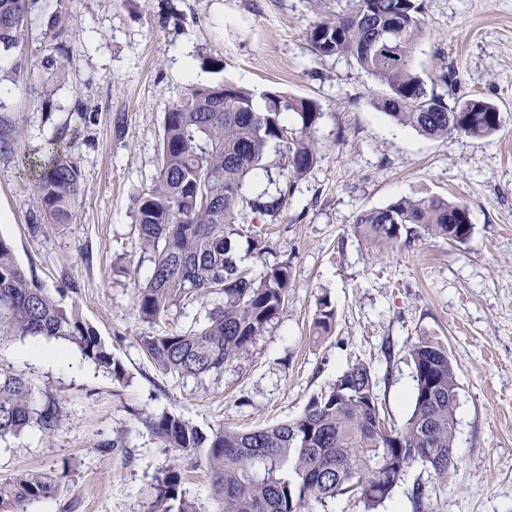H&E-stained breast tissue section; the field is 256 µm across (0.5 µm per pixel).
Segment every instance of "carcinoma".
<instances>
[{
  "mask_svg": "<svg viewBox=\"0 0 512 512\" xmlns=\"http://www.w3.org/2000/svg\"><path fill=\"white\" fill-rule=\"evenodd\" d=\"M32 0H0V49L15 47L29 19ZM422 0H348L347 8L316 21L312 47L322 56L350 57L385 88L379 109L397 123L428 138L451 133L487 139L500 128L498 108L480 98L448 103L437 84L453 81L442 72L425 81L413 71L417 42L426 23ZM256 109L253 93L234 85L191 91L164 115L158 174L141 194L136 224L151 272L138 288L142 319L154 323L175 306L204 298L214 307L195 327L140 337L146 356L168 373L199 377L221 372L254 339L263 335L288 303L290 265L275 264L254 277L237 264L240 204L275 216L295 184L321 159L317 121L322 112L310 99L264 96ZM300 127L288 124V113ZM63 133L29 161L37 179V201L54 224L73 219L80 172L61 151ZM282 146L279 197L251 200L242 195L246 178L262 168L270 143ZM352 232L370 248H398L405 235L464 242L473 225L467 206L439 196L400 198L360 212ZM335 317L320 300L316 332ZM27 338L62 339L82 356L124 379L122 365L79 307L63 306L27 276L12 246L0 238V342ZM416 395L400 428L379 426L380 412L370 368L356 364L303 413L264 427L205 432L162 412L146 426L178 453L204 465L224 512H316L339 497H351L365 512H378L392 498L405 468L415 461L438 478L453 461L458 383L448 350L420 339L410 350ZM65 400L41 391L32 380L0 368V439L30 429L51 438L58 431ZM67 473L20 472L0 479V512L28 507L61 490ZM184 471L172 464L156 477L150 512H199L183 491Z\"/></svg>",
  "mask_w": 512,
  "mask_h": 512,
  "instance_id": "cac0c4a2",
  "label": "carcinoma"
}]
</instances>
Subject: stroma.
Instances as JSON below:
<instances>
[{
  "instance_id": "35a3bbf8",
  "label": "stroma",
  "mask_w": 512,
  "mask_h": 512,
  "mask_svg": "<svg viewBox=\"0 0 512 512\" xmlns=\"http://www.w3.org/2000/svg\"><path fill=\"white\" fill-rule=\"evenodd\" d=\"M424 4L415 72L452 71L450 96L497 106L494 136L432 139L385 115L382 87L353 59L310 43L313 23L339 0H35L17 46L0 51V130L10 140L0 153V237L43 288L79 306L125 378L64 341L0 344L1 368L67 402L53 438L29 431L0 442V478L64 475L60 493L30 512H148L174 453L146 417L165 411L205 431L289 421L358 363L371 370L385 423L401 427L415 395L409 349L422 338L445 346L456 370L454 463L444 480L409 465L381 512H413L420 485L433 512H512V0ZM53 8L72 20L55 40L43 26ZM64 54L68 71L53 78ZM224 82L251 90L259 108L267 91L316 101L322 158L279 215L246 206L239 217L267 244L259 258L238 244L254 275L289 262L287 305L223 371L181 377L148 360L138 340L186 329L201 309L142 321L134 282L151 263L135 213L158 171L168 107ZM61 127L81 189L74 220L51 224L28 162ZM426 195L467 205L466 242L416 238L380 253L353 234L360 211ZM68 282L76 292H64ZM322 298L336 321L317 336Z\"/></svg>"
}]
</instances>
